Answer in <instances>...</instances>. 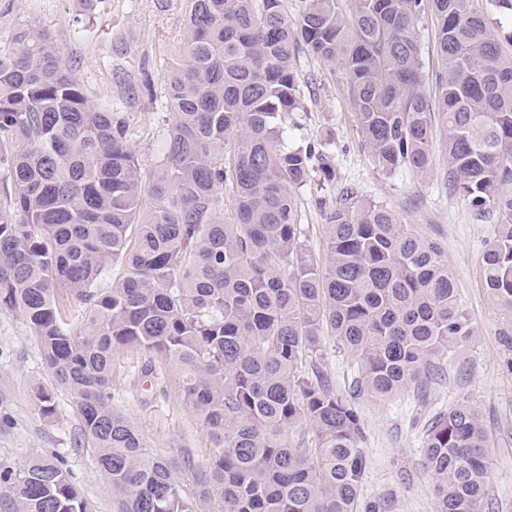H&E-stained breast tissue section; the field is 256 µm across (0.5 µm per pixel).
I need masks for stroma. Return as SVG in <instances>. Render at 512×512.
Instances as JSON below:
<instances>
[{"instance_id":"1","label":"stroma","mask_w":512,"mask_h":512,"mask_svg":"<svg viewBox=\"0 0 512 512\" xmlns=\"http://www.w3.org/2000/svg\"><path fill=\"white\" fill-rule=\"evenodd\" d=\"M184 8V0H0V42H9L19 28L51 32L90 96L129 121L132 144L148 168L172 117L166 77L184 43ZM297 67L301 106L290 141L313 146V166L324 164L335 173L331 181L313 177L298 191L312 253L324 260V210L343 187L353 188L440 244L476 330L426 399L406 392L385 401L359 400L366 435L363 496L388 498L389 512H435L431 477L423 467V426L430 413L466 400L490 436L493 492L512 512V348L503 341L512 316L493 305L480 278L481 254L496 219L476 215L446 189L443 133L435 135V164L427 177L383 176L363 146L342 67L306 53ZM144 361L134 351L121 355L114 407L153 452L206 463L212 440L182 398L174 372L159 365L143 375ZM39 385L53 392L54 416H43L35 403ZM40 453L62 458L92 512H115L96 451L81 437L79 413L67 391L55 385L35 334L19 315L0 312V465L18 469Z\"/></svg>"}]
</instances>
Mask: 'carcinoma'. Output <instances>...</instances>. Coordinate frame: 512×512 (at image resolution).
<instances>
[{
    "label": "carcinoma",
    "mask_w": 512,
    "mask_h": 512,
    "mask_svg": "<svg viewBox=\"0 0 512 512\" xmlns=\"http://www.w3.org/2000/svg\"><path fill=\"white\" fill-rule=\"evenodd\" d=\"M187 0L185 41L167 80L173 118L150 170L130 127L96 104L50 32L0 45V311L37 336L81 435L97 449L116 512H387L361 501L365 423L336 391L325 338L357 365L353 391L424 394L473 335L437 242L346 187L318 263L297 189L312 147L285 146L300 106L303 48L338 61L362 142L384 176L428 175L435 120L447 134L444 184L496 216L480 270L512 314V54L478 0ZM436 21L440 68L427 78L416 22ZM230 206L224 207V197ZM118 265L121 281L100 285ZM63 287L76 322L56 300ZM173 369L212 437L207 463L147 449L112 407L120 353ZM34 399L56 406L38 386ZM308 427L313 438L288 431ZM488 433L468 402L436 411L423 465L435 512H495ZM10 512H89L49 455L1 470Z\"/></svg>",
    "instance_id": "obj_1"
}]
</instances>
